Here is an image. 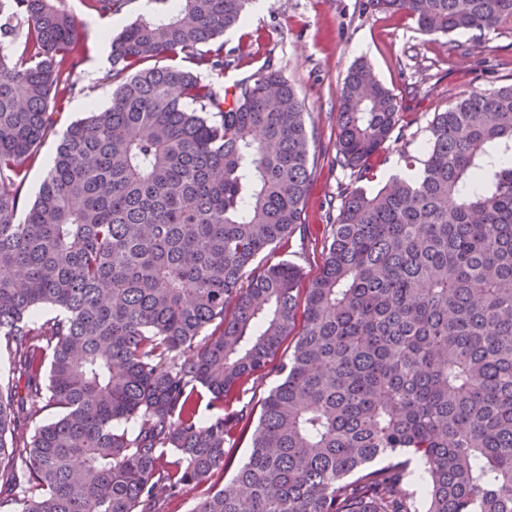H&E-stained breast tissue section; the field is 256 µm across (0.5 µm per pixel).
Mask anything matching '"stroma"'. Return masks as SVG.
<instances>
[{"instance_id":"35a3bbf8","label":"stroma","mask_w":512,"mask_h":512,"mask_svg":"<svg viewBox=\"0 0 512 512\" xmlns=\"http://www.w3.org/2000/svg\"><path fill=\"white\" fill-rule=\"evenodd\" d=\"M74 18L82 45V62L73 89L59 91L60 114L55 133L39 149L18 189L19 206L27 208L53 163L61 133L83 117L89 104L108 106L111 82L110 42L99 39L92 22L104 17L86 0H62ZM231 64L210 74L216 86L234 88L265 67L280 70L295 86L309 114L313 132L312 184L306 202L304 231L295 232L283 248L285 259L302 271L300 290L319 275L329 222V202L347 185L375 189L380 181L405 171L404 152L416 151L427 138L435 113L457 97L512 82V32L487 34L479 48L460 55L450 50V37L430 35L401 13L372 10L368 0H264L249 6L245 22L220 36ZM368 61L378 79L396 95L402 109L404 138H392L371 161L372 175L357 178L333 166L339 89L356 62Z\"/></svg>"}]
</instances>
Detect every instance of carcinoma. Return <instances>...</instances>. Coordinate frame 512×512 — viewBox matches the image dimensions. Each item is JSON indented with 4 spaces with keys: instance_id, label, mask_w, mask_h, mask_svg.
I'll return each instance as SVG.
<instances>
[{
    "instance_id": "1",
    "label": "carcinoma",
    "mask_w": 512,
    "mask_h": 512,
    "mask_svg": "<svg viewBox=\"0 0 512 512\" xmlns=\"http://www.w3.org/2000/svg\"><path fill=\"white\" fill-rule=\"evenodd\" d=\"M248 2L149 0L112 38L110 105L65 129L20 218L78 45L55 0H0V512H168L187 486L191 512H512V83L434 113L404 175L345 189L278 361L300 273L271 257L305 224L307 113L270 66L228 104L201 77ZM370 6L475 46L512 30V0ZM178 56L196 69L144 66ZM339 99L333 164L361 178L400 104L364 60ZM272 372L247 460L212 481L248 415L201 404ZM17 378L60 409L28 438Z\"/></svg>"
}]
</instances>
